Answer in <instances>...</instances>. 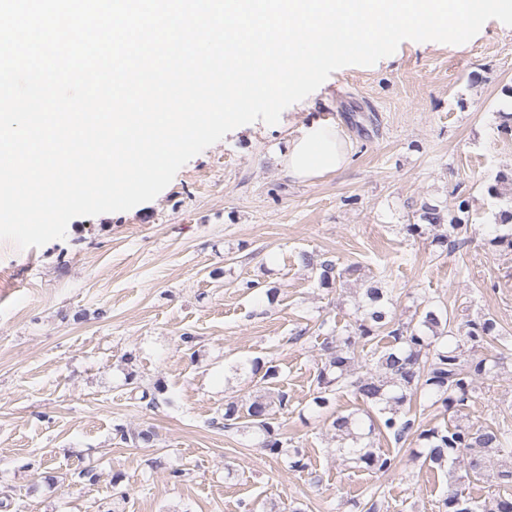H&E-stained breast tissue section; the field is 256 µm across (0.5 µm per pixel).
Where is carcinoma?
I'll return each mask as SVG.
<instances>
[{
  "label": "carcinoma",
  "mask_w": 512,
  "mask_h": 512,
  "mask_svg": "<svg viewBox=\"0 0 512 512\" xmlns=\"http://www.w3.org/2000/svg\"><path fill=\"white\" fill-rule=\"evenodd\" d=\"M512 186V172L499 173L487 193L499 200L495 224L499 233L491 239L497 246L512 249V196L503 188ZM420 223L408 230L421 235L424 229L439 231L435 241L454 250L468 230L464 219L448 209L423 204ZM343 278L336 262L319 263V286L330 288ZM387 289L377 281L364 288L354 319L341 332L333 329L321 343V366L315 379L312 403L327 408L344 390L367 407L368 422L356 413L337 414L330 424L337 442L336 455L374 473H396L398 455L375 447L378 437L393 438L400 444L411 436L422 441L419 456L429 465L448 471V490L442 499V512H512V437L498 425L470 424L466 410L475 393V383L493 377L503 362L495 354L471 357L465 346H483L498 336L492 317L481 322H460L447 308L429 298L416 305L407 322L396 320L391 312ZM251 372L274 384L280 377L278 366L254 360ZM427 398L451 413L443 426L422 429L415 425L409 403ZM288 393L276 397H254L224 404V428L235 429L241 419L263 435L261 447L272 455H288L289 467L308 468L305 453L297 446L287 448L280 439L274 407H288ZM494 479V494L480 501L466 487L483 478Z\"/></svg>",
  "instance_id": "cac0c4a2"
}]
</instances>
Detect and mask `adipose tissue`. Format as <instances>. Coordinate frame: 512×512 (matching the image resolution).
Segmentation results:
<instances>
[{"label": "adipose tissue", "mask_w": 512, "mask_h": 512, "mask_svg": "<svg viewBox=\"0 0 512 512\" xmlns=\"http://www.w3.org/2000/svg\"><path fill=\"white\" fill-rule=\"evenodd\" d=\"M347 163L338 129L315 122L300 126L289 138L284 152V170L297 181L340 171Z\"/></svg>", "instance_id": "1"}]
</instances>
